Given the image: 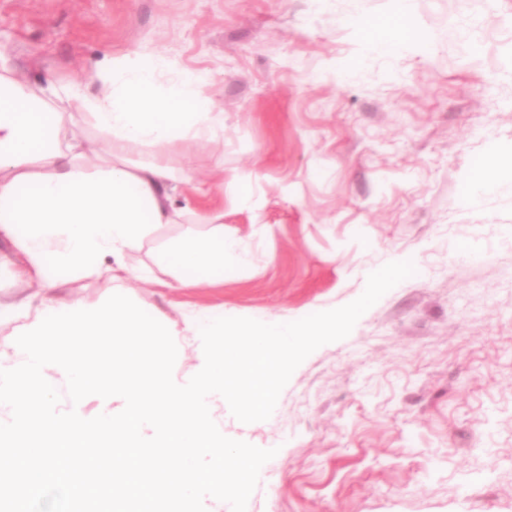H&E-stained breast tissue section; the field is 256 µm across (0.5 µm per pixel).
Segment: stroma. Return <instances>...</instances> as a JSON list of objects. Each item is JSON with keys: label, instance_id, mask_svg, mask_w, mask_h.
Instances as JSON below:
<instances>
[{"label": "stroma", "instance_id": "1", "mask_svg": "<svg viewBox=\"0 0 512 512\" xmlns=\"http://www.w3.org/2000/svg\"><path fill=\"white\" fill-rule=\"evenodd\" d=\"M397 0H0V54L36 88L97 85L104 55L160 51L224 114V142L168 153L199 210L250 243L219 288H133L182 313L295 321L343 306L362 272H416L292 374L274 420L224 434L280 448L247 512H512V0H410L412 36L369 47Z\"/></svg>", "mask_w": 512, "mask_h": 512}]
</instances>
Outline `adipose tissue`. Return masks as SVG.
<instances>
[{
  "label": "adipose tissue",
  "mask_w": 512,
  "mask_h": 512,
  "mask_svg": "<svg viewBox=\"0 0 512 512\" xmlns=\"http://www.w3.org/2000/svg\"><path fill=\"white\" fill-rule=\"evenodd\" d=\"M92 77V95L54 80L34 92L0 61V269L36 283L43 296L37 306L0 301V325H30L57 308L65 287L156 284L165 274L177 288H211L224 281L225 256L250 260L243 241L225 237L221 213L200 211L195 227L151 263L129 267V254L158 226L183 216L170 188L169 147L220 140L224 115L201 78L179 74L158 53L104 57ZM144 152L148 161L130 164Z\"/></svg>",
  "instance_id": "1"
}]
</instances>
